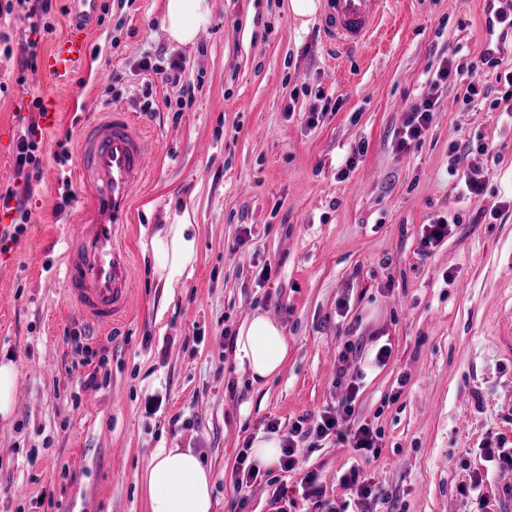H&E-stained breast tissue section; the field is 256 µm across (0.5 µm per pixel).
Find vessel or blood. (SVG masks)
<instances>
[{"label": "vessel or blood", "instance_id": "vessel-or-blood-1", "mask_svg": "<svg viewBox=\"0 0 512 512\" xmlns=\"http://www.w3.org/2000/svg\"><path fill=\"white\" fill-rule=\"evenodd\" d=\"M388 0H324L320 29L331 46L353 50L376 33ZM479 53L500 58L512 37V0H485ZM85 31L74 26L44 57L42 70L67 92L85 51ZM151 138L130 113L115 109L84 121L76 169L86 192L79 224L63 241L62 283L69 300L94 327L106 330L135 307L131 255L120 238L130 224L136 191L151 168ZM495 341L512 362V315L499 318Z\"/></svg>", "mask_w": 512, "mask_h": 512}]
</instances>
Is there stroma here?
<instances>
[{"label":"stroma","instance_id":"1","mask_svg":"<svg viewBox=\"0 0 512 512\" xmlns=\"http://www.w3.org/2000/svg\"><path fill=\"white\" fill-rule=\"evenodd\" d=\"M289 0H210L211 21L181 45L160 28L165 0H100L72 91L22 68L28 23L0 19V190L16 186L19 137L38 128L39 177L10 267L0 269V359L25 391L0 422V512H147L138 478L159 448H189L214 476L213 512H313L316 472L337 512H358L341 484L359 464L372 512H501L512 473L483 478L485 507L461 487L482 449H512V364L490 336L512 307V57L482 66L480 0H392L374 43L336 53L319 16ZM183 63L179 84L146 55ZM458 67L448 82L435 74ZM472 85L482 86L469 95ZM431 101L427 131L398 150L410 109ZM119 108L148 128L155 165L125 241L136 307L93 332L60 284L61 241L77 205L58 211L83 115ZM484 189L463 194V173ZM197 226L180 287L153 271L152 240L178 217ZM447 218L433 247L424 225ZM262 310L290 340L281 373L252 384L225 338ZM392 353L373 362L380 345ZM345 377H338V370ZM358 381L348 426L377 450L331 439L295 447L292 471L239 486V460L267 425L336 412Z\"/></svg>","mask_w":512,"mask_h":512}]
</instances>
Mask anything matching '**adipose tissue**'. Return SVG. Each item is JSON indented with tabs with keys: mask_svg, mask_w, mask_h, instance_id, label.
Returning <instances> with one entry per match:
<instances>
[{
	"mask_svg": "<svg viewBox=\"0 0 512 512\" xmlns=\"http://www.w3.org/2000/svg\"><path fill=\"white\" fill-rule=\"evenodd\" d=\"M210 18L209 0H166L160 25L168 39L188 44L209 25ZM152 245L165 287H178L196 257L195 225L188 217H180ZM288 351L283 327L265 312L253 311L241 322L234 355L252 383L278 375ZM141 487L148 512H213V474L192 449H158L141 476Z\"/></svg>",
	"mask_w": 512,
	"mask_h": 512,
	"instance_id": "ef3b65f1",
	"label": "adipose tissue"
}]
</instances>
